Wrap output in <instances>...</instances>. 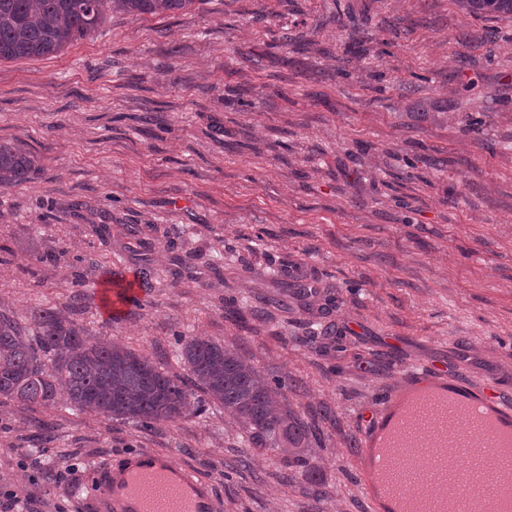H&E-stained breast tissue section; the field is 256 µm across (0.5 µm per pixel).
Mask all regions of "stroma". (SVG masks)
<instances>
[{
	"label": "stroma",
	"mask_w": 512,
	"mask_h": 512,
	"mask_svg": "<svg viewBox=\"0 0 512 512\" xmlns=\"http://www.w3.org/2000/svg\"><path fill=\"white\" fill-rule=\"evenodd\" d=\"M13 138L39 170L0 190V311H60L172 374L178 336L224 344L286 380L283 411L317 431L299 468L213 402L150 428L0 404V477L32 512H95L96 475L139 449L210 480L216 512H366L352 473L380 388L418 362L512 377V15L460 0L115 15L56 55L0 61ZM144 269L109 319L104 280Z\"/></svg>",
	"instance_id": "35a3bbf8"
}]
</instances>
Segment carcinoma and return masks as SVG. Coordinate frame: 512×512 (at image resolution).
Segmentation results:
<instances>
[{
	"label": "carcinoma",
	"instance_id": "cac0c4a2",
	"mask_svg": "<svg viewBox=\"0 0 512 512\" xmlns=\"http://www.w3.org/2000/svg\"><path fill=\"white\" fill-rule=\"evenodd\" d=\"M196 0H0V59L38 58L88 38L113 14L169 15ZM472 15H512V0H463ZM38 166L20 140H0V188L30 182ZM34 328L0 312V402L48 407L67 393L79 411L137 422L196 414L211 400L250 433L252 443L288 442V454L313 431L281 412L278 389L223 345L178 338L186 374L163 372L146 356L113 342L91 344L85 329L53 309L33 314Z\"/></svg>",
	"mask_w": 512,
	"mask_h": 512
}]
</instances>
